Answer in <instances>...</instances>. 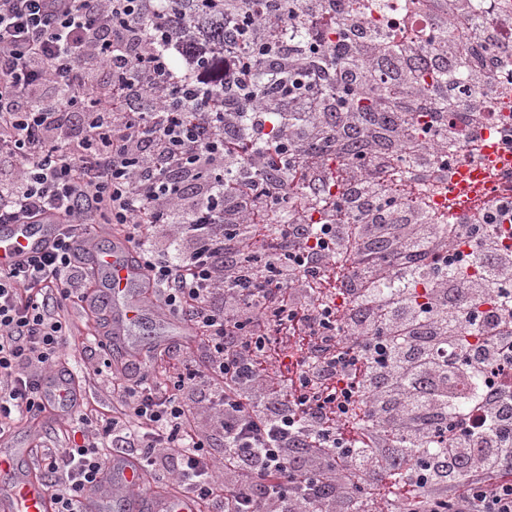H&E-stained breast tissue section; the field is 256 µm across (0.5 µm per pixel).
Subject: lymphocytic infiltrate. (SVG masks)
<instances>
[{"label":"lymphocytic infiltrate","instance_id":"f902f5d3","mask_svg":"<svg viewBox=\"0 0 512 512\" xmlns=\"http://www.w3.org/2000/svg\"><path fill=\"white\" fill-rule=\"evenodd\" d=\"M225 0L224 91L172 51L185 14L158 0H0V224L52 214V250L0 270V441L49 412L41 381L91 302L78 229L98 218L138 253L147 298L204 348L137 380L112 378L111 415L79 414L82 443L40 456L55 512H86L114 459L172 475L198 512H512V250L494 227L512 201L437 225L387 182L393 150L429 117L432 143L403 177L425 181L484 127L495 85L454 78L456 36L512 65V19L489 29L471 0H429L433 48L392 40L346 0ZM288 65L265 83L266 58ZM104 71L90 82L84 63ZM50 86V96L33 99ZM397 90L371 112L345 95ZM467 91L465 112L448 110ZM81 136L60 143L65 115ZM168 246L157 249L160 233ZM472 242L482 270L442 266ZM434 273L427 308L412 285ZM387 283L385 292L376 283ZM496 296L483 317L473 308ZM480 345L455 353L462 332ZM487 384L457 406L447 379ZM224 443L216 462L211 440ZM435 455L415 463L421 445ZM367 475L371 495L344 476Z\"/></svg>","mask_w":512,"mask_h":512}]
</instances>
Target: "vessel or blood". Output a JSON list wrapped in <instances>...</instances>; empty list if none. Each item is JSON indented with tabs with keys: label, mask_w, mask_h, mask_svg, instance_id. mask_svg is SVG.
<instances>
[{
	"label": "vessel or blood",
	"mask_w": 512,
	"mask_h": 512,
	"mask_svg": "<svg viewBox=\"0 0 512 512\" xmlns=\"http://www.w3.org/2000/svg\"><path fill=\"white\" fill-rule=\"evenodd\" d=\"M58 226L54 216L47 215L31 224H0V269L24 263L30 257L52 249ZM93 268L111 301V333L123 339L130 325L142 322L148 312L143 303L148 281L132 248L123 240L111 247L93 252ZM69 372L55 369L43 379V392L48 399L69 393L68 407H76L81 395L69 391ZM122 484L129 486L125 499L134 512H192V504L171 494L161 498L136 492L141 470L137 462L126 458L115 464ZM0 512H53L51 494L32 473L28 443L14 440L0 446Z\"/></svg>",
	"instance_id": "obj_1"
}]
</instances>
